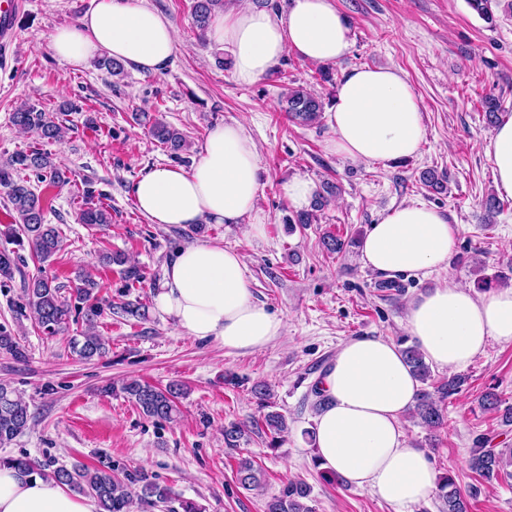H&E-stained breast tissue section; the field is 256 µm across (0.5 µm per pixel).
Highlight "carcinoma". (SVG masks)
<instances>
[{
    "label": "carcinoma",
    "mask_w": 512,
    "mask_h": 512,
    "mask_svg": "<svg viewBox=\"0 0 512 512\" xmlns=\"http://www.w3.org/2000/svg\"><path fill=\"white\" fill-rule=\"evenodd\" d=\"M224 10V0H193L192 19L197 29L204 32L212 22L215 14ZM284 111L288 118L303 125H312L319 121L324 111L321 97L303 88H290L284 96ZM151 137L171 154H178L184 147L185 137L172 129L164 121L142 113ZM15 125L33 131L42 140H57L61 137L62 129L58 123L47 114L35 107L25 106L13 113ZM30 172L37 179L49 186L64 181L63 174L50 160L48 154L39 150L19 152L11 156L4 167H0V187L6 192L12 210L16 213L18 224H9L3 235L8 240L22 247H29L33 257L45 262L61 250L60 232L54 225L45 223L44 204L37 194L30 179L21 176ZM421 183L435 193L447 190L448 177L434 169H428L420 175ZM336 195V187L324 186L311 208L298 212L288 218L290 224L306 226L315 222V212L327 205ZM80 221L83 224L102 225L109 223V213L104 207H88L81 210ZM18 257L15 251L3 249L0 251V285H5L14 279L15 271L19 270ZM102 264H112L120 267V274L126 281V287L131 288L142 279L141 271L135 266L126 265L123 255L109 253L101 258ZM99 283L91 275L81 279V283L72 288L73 300L61 297L60 287L54 285V280L39 275L29 280L24 288L26 302L19 305V313L29 310L42 331L48 336H54L68 323L72 316L82 318L85 329L80 336L71 339L73 351L82 359L91 361L102 357L106 348L94 331L95 323L104 312V299L98 297ZM117 309L141 321L149 319V307L139 301L127 300ZM404 353L412 371L422 387L419 389L416 403L411 413L429 428H438L444 421L443 409L440 402L457 394L462 380L452 378L438 385L431 392L426 388L431 378L429 365L421 352L415 346L404 349ZM0 354L16 361L26 359L27 352L16 337L7 329L0 328ZM183 388L179 383H172L161 389L139 379H130L119 386L110 385L104 388L106 393H121L132 402L140 412L155 421H169L177 414L176 399L182 394ZM260 408L265 410L260 420L255 422V430L268 432L271 435L270 446L279 444L281 435L288 430L285 417L276 411L269 410V390L263 384H257L252 389ZM480 405L490 411L502 412L503 422L512 423V406L502 407V400L494 392H486L480 399ZM32 415L29 406L23 401L9 384L0 382V445L7 444L22 434L30 425ZM489 439L477 436L470 449V467L481 478L496 479L501 471L512 465V448H490ZM0 463L13 466L23 476L39 475L53 477L58 483L82 494H88L99 503L102 512H131L134 504L145 507H155L157 504H167L176 500L172 488L156 482L143 470H132L124 473L123 478L113 475L112 460L102 456L98 465L89 468L79 462L71 467L58 466L52 459L38 461L26 455L19 457L0 458ZM262 472L250 458H240L237 462L236 477L238 483L246 490L259 487L262 484ZM439 499L445 505V512H467L465 494L455 480L442 476L438 482ZM311 486L303 480H289L283 484L279 494L272 496L265 503L264 512H314L306 500L310 498Z\"/></svg>",
    "instance_id": "obj_1"
}]
</instances>
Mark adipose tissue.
Masks as SVG:
<instances>
[{
    "label": "adipose tissue",
    "instance_id": "obj_1",
    "mask_svg": "<svg viewBox=\"0 0 512 512\" xmlns=\"http://www.w3.org/2000/svg\"><path fill=\"white\" fill-rule=\"evenodd\" d=\"M229 46L233 74L248 85L286 54L319 64L350 51V30L335 0H290L287 8H256L238 0L210 30ZM53 54L78 68L105 55L146 73L163 69L176 51L175 31L145 0H94L74 25L57 28ZM328 152L355 163L398 162L414 156L426 137L422 111L407 76L396 68H358L336 90ZM498 192L512 197V120L499 125L487 149ZM258 147L238 121L213 127L190 169L155 168L135 186L139 211L154 224L248 222L262 234L256 211L261 189ZM456 230L437 207L404 204L372 225L361 246L364 267L385 277L425 276L448 269ZM156 309L185 335L235 351L267 348L284 333L282 316L257 303L246 266L234 249L208 242L180 247L154 297ZM407 329L425 360L466 367L493 341L512 343V287L475 293L444 279L408 305ZM324 403L312 427L316 457L351 486L407 508L430 498L436 472L425 449L414 447L403 418L419 382L401 348L385 336L348 340L321 376ZM0 512H98L94 499L51 479L0 466Z\"/></svg>",
    "mask_w": 512,
    "mask_h": 512
}]
</instances>
